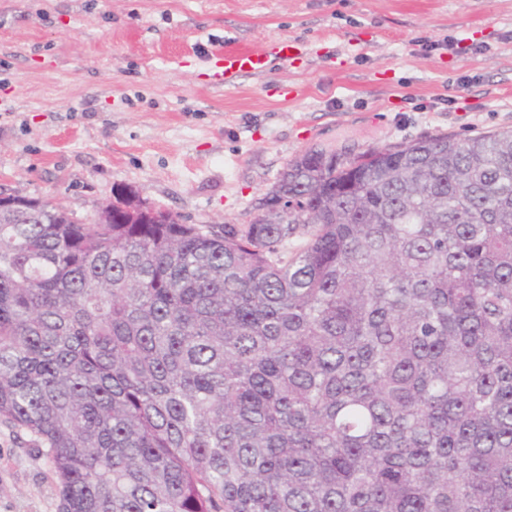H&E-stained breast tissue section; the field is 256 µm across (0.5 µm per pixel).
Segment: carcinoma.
<instances>
[{
    "mask_svg": "<svg viewBox=\"0 0 512 512\" xmlns=\"http://www.w3.org/2000/svg\"><path fill=\"white\" fill-rule=\"evenodd\" d=\"M137 205L0 216L59 512H512V130L307 150L247 224Z\"/></svg>",
    "mask_w": 512,
    "mask_h": 512,
    "instance_id": "carcinoma-1",
    "label": "carcinoma"
}]
</instances>
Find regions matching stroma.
Returning a JSON list of instances; mask_svg holds the SVG:
<instances>
[{
	"instance_id": "35a3bbf8",
	"label": "stroma",
	"mask_w": 512,
	"mask_h": 512,
	"mask_svg": "<svg viewBox=\"0 0 512 512\" xmlns=\"http://www.w3.org/2000/svg\"><path fill=\"white\" fill-rule=\"evenodd\" d=\"M288 40L230 88L200 57ZM512 130V0H0V185L93 221L120 189L245 224L289 160ZM0 420V512H58Z\"/></svg>"
}]
</instances>
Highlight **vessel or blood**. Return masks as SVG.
<instances>
[{
    "label": "vessel or blood",
    "mask_w": 512,
    "mask_h": 512,
    "mask_svg": "<svg viewBox=\"0 0 512 512\" xmlns=\"http://www.w3.org/2000/svg\"><path fill=\"white\" fill-rule=\"evenodd\" d=\"M294 52V46L285 41L276 43L270 51L228 47L210 56L211 79L214 85L228 87L239 78L264 73L271 58H278L285 63L290 62L294 58Z\"/></svg>",
    "instance_id": "obj_1"
}]
</instances>
